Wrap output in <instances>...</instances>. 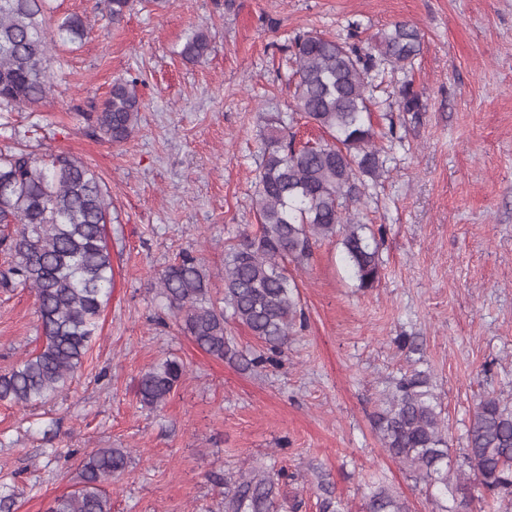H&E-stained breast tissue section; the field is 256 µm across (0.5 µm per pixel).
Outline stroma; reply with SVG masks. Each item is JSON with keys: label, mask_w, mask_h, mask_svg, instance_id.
I'll return each mask as SVG.
<instances>
[{"label": "stroma", "mask_w": 512, "mask_h": 512, "mask_svg": "<svg viewBox=\"0 0 512 512\" xmlns=\"http://www.w3.org/2000/svg\"><path fill=\"white\" fill-rule=\"evenodd\" d=\"M52 19L86 18L82 41L54 40L50 89L34 107H0V151L83 159L105 182L115 279L99 338L69 390L21 409L0 404V486L14 512H45L75 488L85 452L127 449L107 484L112 512H224V479L284 469L280 512L340 499L364 512L371 481L410 512L437 506L373 426L389 380L429 371L454 448L480 397L512 401V0H134L113 22L104 0H48ZM376 43L393 23L424 36L413 71L387 74L372 112L390 159L349 210L379 240L381 279L359 288L338 239L289 264L305 319L278 364L244 371L185 335L151 286L183 251L216 273L253 199L261 116L288 111L285 45L297 34ZM204 33L201 62L182 59ZM136 78L138 129L115 145L95 116L116 78ZM412 80L424 110L398 112ZM416 340L412 353L401 337ZM41 344L30 290H0V372ZM168 358L186 372L161 407H143L141 373ZM208 50V41L201 32H196L188 36L180 51L183 59L190 62H200Z\"/></svg>", "instance_id": "obj_1"}]
</instances>
